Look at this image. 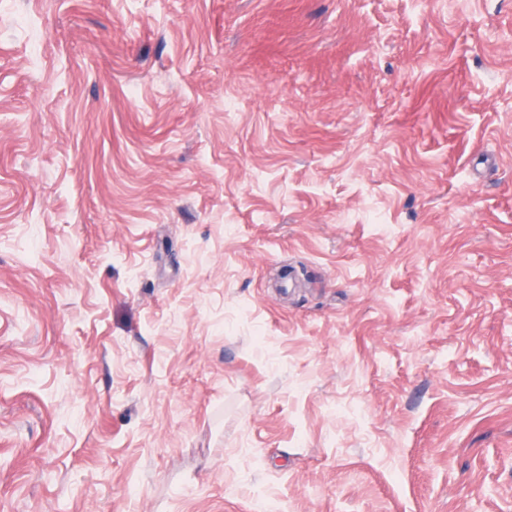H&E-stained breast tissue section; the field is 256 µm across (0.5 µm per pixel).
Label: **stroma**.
Segmentation results:
<instances>
[{
    "label": "stroma",
    "instance_id": "stroma-1",
    "mask_svg": "<svg viewBox=\"0 0 512 512\" xmlns=\"http://www.w3.org/2000/svg\"><path fill=\"white\" fill-rule=\"evenodd\" d=\"M512 512V0H0V512Z\"/></svg>",
    "mask_w": 512,
    "mask_h": 512
}]
</instances>
